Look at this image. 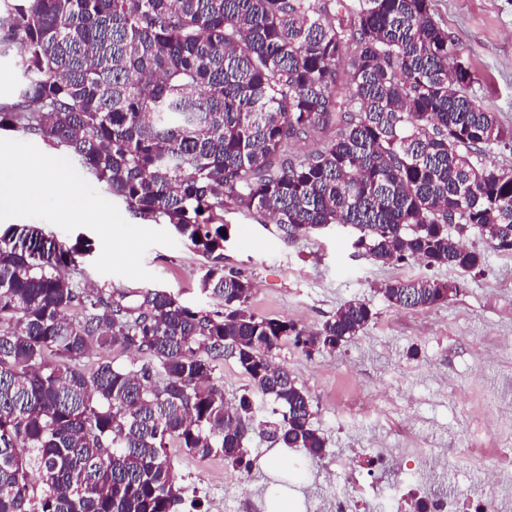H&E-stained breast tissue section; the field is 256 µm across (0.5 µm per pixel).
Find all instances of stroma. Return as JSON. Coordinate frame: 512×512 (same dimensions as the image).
Here are the masks:
<instances>
[{
    "mask_svg": "<svg viewBox=\"0 0 512 512\" xmlns=\"http://www.w3.org/2000/svg\"><path fill=\"white\" fill-rule=\"evenodd\" d=\"M435 21L459 44L474 77L470 95L512 132V0H432ZM234 233L224 248L226 267L254 284L249 300L259 316L285 318L317 330L351 300L375 316L336 351L306 354L293 342L273 352L306 391L312 424L327 446L321 457L261 437L249 443L256 465L232 468L223 457L200 458L172 449L178 482L205 512H266L288 495L297 512H393L400 492L452 490L471 498L494 494L512 512V478L485 484L497 446L512 447V254L496 251L478 230L463 244L483 255L480 269L462 272L420 260L375 262L350 246L351 232L317 231L296 241L258 215L231 210ZM46 236L91 241L80 271L64 276L82 288L143 291L146 281L97 271L102 244L91 229L72 232L41 222ZM158 286L188 306L215 310L216 297L199 287L202 258L185 241L155 245L143 259ZM433 278L456 284L446 302L424 310L390 305L381 293L395 280ZM483 437L487 450L471 455L465 437ZM383 448H406L403 473L378 463ZM279 468H271V459Z\"/></svg>",
    "mask_w": 512,
    "mask_h": 512,
    "instance_id": "obj_1",
    "label": "stroma"
}]
</instances>
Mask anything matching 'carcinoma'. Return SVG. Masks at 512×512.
Returning <instances> with one entry per match:
<instances>
[{
    "label": "carcinoma",
    "instance_id": "obj_1",
    "mask_svg": "<svg viewBox=\"0 0 512 512\" xmlns=\"http://www.w3.org/2000/svg\"><path fill=\"white\" fill-rule=\"evenodd\" d=\"M13 51L0 129L64 149L131 211L171 225L224 310L163 289L76 288L61 269H78L88 241L0 229V512H178L169 449L248 471L257 432L323 453L307 393L272 352L290 339L334 351L373 310L349 302L310 333L255 315L252 282L224 268V210L266 216L290 241L349 227L352 248L383 264L471 271V228L512 254V174L487 165L505 133L468 93L432 0H4L0 57ZM321 130L318 149L288 151ZM383 296L423 309L448 287L398 280ZM224 357L250 382L230 403L211 383ZM256 396L279 417L256 420Z\"/></svg>",
    "mask_w": 512,
    "mask_h": 512
}]
</instances>
